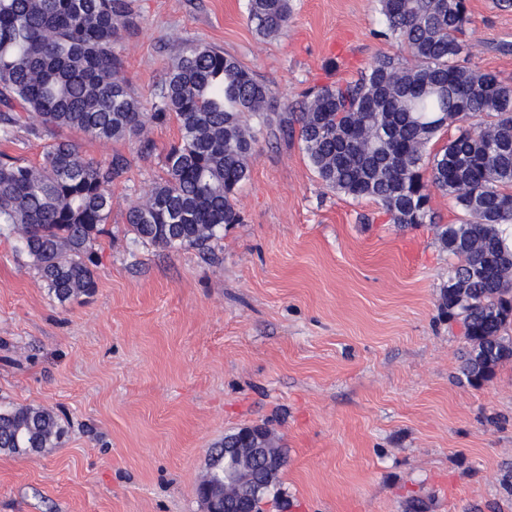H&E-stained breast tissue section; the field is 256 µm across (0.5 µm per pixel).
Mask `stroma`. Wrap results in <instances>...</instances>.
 <instances>
[{
    "mask_svg": "<svg viewBox=\"0 0 512 512\" xmlns=\"http://www.w3.org/2000/svg\"><path fill=\"white\" fill-rule=\"evenodd\" d=\"M114 48L150 100L183 41L220 48L265 82L272 120L313 86L357 79L378 54V0H291L264 38L247 0H134ZM471 62L512 85V8L468 0ZM176 122L154 145L64 139L130 161L112 186L92 295L58 303L0 226V403L53 410L59 447L0 453V512H202L208 450L254 424L283 448L289 512H512V360L480 386L439 308L454 264L438 224L402 227L326 188L298 136L261 131L250 178L209 253L137 240L131 203L161 174Z\"/></svg>",
    "mask_w": 512,
    "mask_h": 512,
    "instance_id": "obj_1",
    "label": "stroma"
}]
</instances>
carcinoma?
Listing matches in <instances>:
<instances>
[{
	"instance_id": "cac0c4a2",
	"label": "carcinoma",
	"mask_w": 512,
	"mask_h": 512,
	"mask_svg": "<svg viewBox=\"0 0 512 512\" xmlns=\"http://www.w3.org/2000/svg\"><path fill=\"white\" fill-rule=\"evenodd\" d=\"M380 36L400 53L376 56L356 80L310 90L295 117L280 121L299 140L322 184L353 200L377 203L390 223L432 224V191L463 214L439 226V241L457 264L440 291V308L459 321L467 344L460 373L471 385L512 359V87L469 63L466 0H379ZM291 0H248L257 34H281ZM132 0H0V136L23 128L39 137L61 129L108 143L138 137L145 124L175 118L180 137L166 151L163 174L126 221L143 243L202 253L226 224L250 176L256 133L248 118L270 123L269 88L236 58L188 42L172 59L151 107L136 96L114 50L135 26ZM454 136L435 152L445 127ZM128 159L84 157L68 140L44 147L40 161L0 157V224L17 232L61 303L95 292L92 265L102 225L112 212V184ZM469 191L462 193L459 185ZM64 429L44 407L0 405V452L28 455L56 448ZM209 450L201 484L224 480V446ZM242 469L253 487L279 482L257 466Z\"/></svg>"
}]
</instances>
